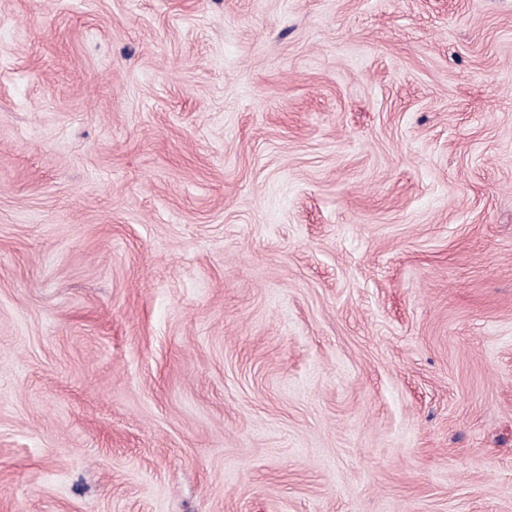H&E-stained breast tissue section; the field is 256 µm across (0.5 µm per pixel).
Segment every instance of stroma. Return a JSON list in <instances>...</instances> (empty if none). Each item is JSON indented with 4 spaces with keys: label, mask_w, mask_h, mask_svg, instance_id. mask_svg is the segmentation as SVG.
I'll use <instances>...</instances> for the list:
<instances>
[{
    "label": "stroma",
    "mask_w": 512,
    "mask_h": 512,
    "mask_svg": "<svg viewBox=\"0 0 512 512\" xmlns=\"http://www.w3.org/2000/svg\"><path fill=\"white\" fill-rule=\"evenodd\" d=\"M0 512H512V0H0Z\"/></svg>",
    "instance_id": "stroma-1"
}]
</instances>
